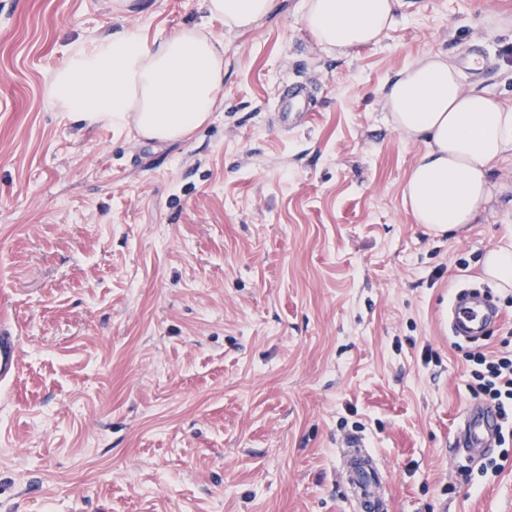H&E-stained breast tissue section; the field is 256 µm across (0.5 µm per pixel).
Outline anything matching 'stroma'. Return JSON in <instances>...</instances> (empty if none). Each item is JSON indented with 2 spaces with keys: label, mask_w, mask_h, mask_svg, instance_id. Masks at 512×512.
Returning a JSON list of instances; mask_svg holds the SVG:
<instances>
[{
  "label": "stroma",
  "mask_w": 512,
  "mask_h": 512,
  "mask_svg": "<svg viewBox=\"0 0 512 512\" xmlns=\"http://www.w3.org/2000/svg\"><path fill=\"white\" fill-rule=\"evenodd\" d=\"M0 0V315L22 343L0 387V512H353L348 437L379 460L389 512H512L501 472L461 460L465 354L512 342V154L475 222L445 234L403 206L425 149L382 108L410 61L485 57L465 87L512 105V0H410L375 45L323 51L278 0L224 40V103L187 140L71 121L45 104L75 45L126 24L147 40L200 0ZM304 85L311 117L274 115ZM503 318L451 336L456 288ZM484 271L500 286H512V254L489 252L485 258Z\"/></svg>",
  "instance_id": "obj_1"
}]
</instances>
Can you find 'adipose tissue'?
<instances>
[{
    "label": "adipose tissue",
    "mask_w": 512,
    "mask_h": 512,
    "mask_svg": "<svg viewBox=\"0 0 512 512\" xmlns=\"http://www.w3.org/2000/svg\"><path fill=\"white\" fill-rule=\"evenodd\" d=\"M403 0H304L301 22L322 47L339 53L377 44L395 25ZM208 20L246 31L275 13L276 0H202ZM224 41L207 27L148 42L120 26L77 47L52 77V110L89 125L135 129L168 145L187 139L223 103ZM394 127L427 147L403 188L416 223L450 232L473 223L492 194V164L512 153V106L465 89L440 55L410 63L386 85Z\"/></svg>",
    "instance_id": "adipose-tissue-1"
}]
</instances>
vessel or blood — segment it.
Instances as JSON below:
<instances>
[{"mask_svg": "<svg viewBox=\"0 0 512 512\" xmlns=\"http://www.w3.org/2000/svg\"><path fill=\"white\" fill-rule=\"evenodd\" d=\"M309 100L302 85L293 84L283 89L275 119L283 128L298 126L306 116ZM501 318L500 310L477 289H461L452 297L445 322L456 338L475 341ZM21 362L20 338L13 327L0 320V386L14 381ZM496 433V418L486 406L471 403L460 426L459 456L478 459L491 448ZM370 454L360 440L351 439L344 450V464L350 473V484L355 491L361 512H389L387 499L378 486L367 483Z\"/></svg>", "mask_w": 512, "mask_h": 512, "instance_id": "vessel-or-blood-1", "label": "vessel or blood"}]
</instances>
